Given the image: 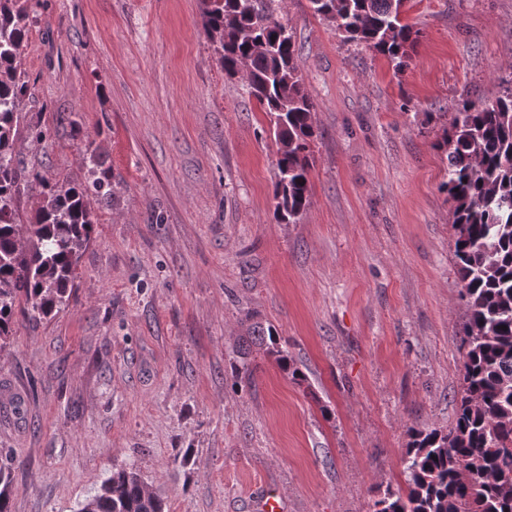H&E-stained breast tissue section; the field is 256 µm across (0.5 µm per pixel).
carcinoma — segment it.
<instances>
[{
	"instance_id": "cac0c4a2",
	"label": "carcinoma",
	"mask_w": 512,
	"mask_h": 512,
	"mask_svg": "<svg viewBox=\"0 0 512 512\" xmlns=\"http://www.w3.org/2000/svg\"><path fill=\"white\" fill-rule=\"evenodd\" d=\"M408 0H309L347 41L400 68L420 32L402 22ZM281 0H205L204 30L228 77L246 65V90L270 117L278 144L277 217L293 224L310 204L315 105L295 60V42L278 19ZM30 0H0V341L19 317L38 323L67 304L96 219L92 203L115 193L99 147L86 145L81 181H50L16 151L31 126L23 104L34 83L22 68ZM439 147L448 160L444 189L452 201L456 271L467 308L462 392L448 431L408 430L406 490H384L372 512H512V80L481 107L462 104ZM38 188L28 223L19 221L25 188ZM251 342L266 346L292 380L305 374L288 359L273 330L250 324ZM14 460H0V512H11ZM78 512H168L135 467L120 468L85 498Z\"/></svg>"
}]
</instances>
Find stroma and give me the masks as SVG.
Listing matches in <instances>:
<instances>
[{
  "instance_id": "1",
  "label": "stroma",
  "mask_w": 512,
  "mask_h": 512,
  "mask_svg": "<svg viewBox=\"0 0 512 512\" xmlns=\"http://www.w3.org/2000/svg\"><path fill=\"white\" fill-rule=\"evenodd\" d=\"M203 0H37L20 139L53 180L96 142L117 182L69 303L0 348V448L12 512H78L133 464L169 512H371L405 487L409 428L448 429L460 399V300L438 149L460 100L512 74V0H409L403 68L346 42L308 0H283L315 103L308 210L278 219L277 145L225 77ZM80 118L73 135L68 118ZM265 347L230 365L248 321ZM190 449L192 463L175 458ZM249 327L251 342L266 346L268 353L276 357L277 363L283 370L288 371V374L291 375V378L295 383L302 384L307 380L305 374L298 367H294V363H290V359H288V350L279 346L276 336L270 326L265 328L261 323L254 322L250 324ZM267 340H269L270 343H267Z\"/></svg>"
}]
</instances>
